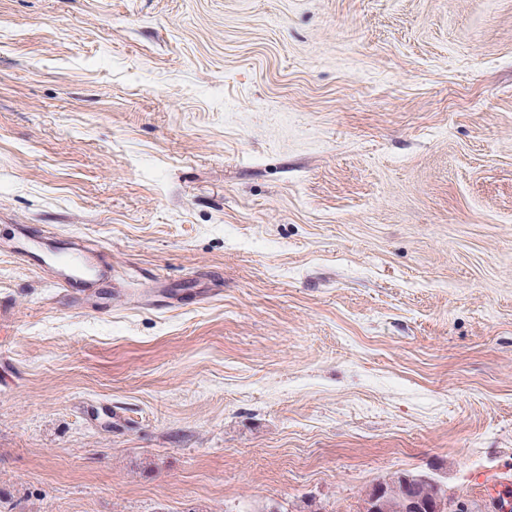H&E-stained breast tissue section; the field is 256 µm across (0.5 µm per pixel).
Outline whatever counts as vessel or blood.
I'll return each instance as SVG.
<instances>
[{"instance_id":"vessel-or-blood-1","label":"vessel or blood","mask_w":512,"mask_h":512,"mask_svg":"<svg viewBox=\"0 0 512 512\" xmlns=\"http://www.w3.org/2000/svg\"><path fill=\"white\" fill-rule=\"evenodd\" d=\"M16 254L28 264L49 267L57 284L65 288L74 308L86 313L105 308V290L113 281L112 268L98 250L86 247L79 238L66 241L64 250L57 254L51 267L34 247L17 248Z\"/></svg>"}]
</instances>
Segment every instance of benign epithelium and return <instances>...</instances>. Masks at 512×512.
I'll list each match as a JSON object with an SVG mask.
<instances>
[{
	"label": "benign epithelium",
	"mask_w": 512,
	"mask_h": 512,
	"mask_svg": "<svg viewBox=\"0 0 512 512\" xmlns=\"http://www.w3.org/2000/svg\"><path fill=\"white\" fill-rule=\"evenodd\" d=\"M420 483L438 485L431 499L426 500L409 490L400 491L379 483L363 498L360 512H447L448 494L443 483L429 475L403 476V484L409 488Z\"/></svg>",
	"instance_id": "obj_1"
}]
</instances>
